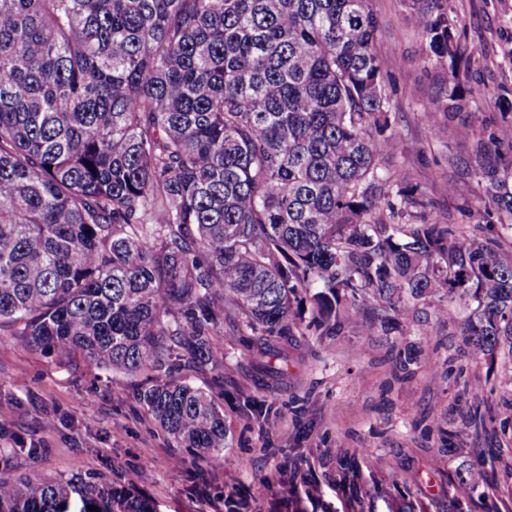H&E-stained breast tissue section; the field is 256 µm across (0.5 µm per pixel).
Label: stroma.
<instances>
[{
  "label": "stroma",
  "mask_w": 512,
  "mask_h": 512,
  "mask_svg": "<svg viewBox=\"0 0 512 512\" xmlns=\"http://www.w3.org/2000/svg\"><path fill=\"white\" fill-rule=\"evenodd\" d=\"M372 8L391 105L381 165L410 170L442 222L470 236L499 232L477 149L512 122V0H448L461 80L486 93L442 116L435 134L421 113L444 99L446 65L422 59L409 0ZM437 306L422 299L401 325L369 336L349 325L336 336L307 329L274 383L256 378L233 337L213 336L218 368L177 376L224 413L217 465L182 453L160 428L140 398L147 374L116 375L1 332L0 476L131 483L156 512H229L233 503L239 512H512V353L473 362ZM249 397L262 414L244 408ZM285 482L298 498H281Z\"/></svg>",
  "instance_id": "1"
}]
</instances>
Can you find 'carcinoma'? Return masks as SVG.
I'll return each instance as SVG.
<instances>
[{
  "mask_svg": "<svg viewBox=\"0 0 512 512\" xmlns=\"http://www.w3.org/2000/svg\"><path fill=\"white\" fill-rule=\"evenodd\" d=\"M444 2L422 0L418 23L453 110L485 91L461 86ZM377 31L370 0H0V330L152 373L144 405L210 464L224 414L172 372L218 365L226 319L271 382L306 303L327 335H371L436 295L473 360L512 350V262L426 219L406 170L379 171ZM504 148L512 123L481 170L512 231ZM0 512L154 507L81 478L0 477Z\"/></svg>",
  "mask_w": 512,
  "mask_h": 512,
  "instance_id": "cac0c4a2",
  "label": "carcinoma"
}]
</instances>
